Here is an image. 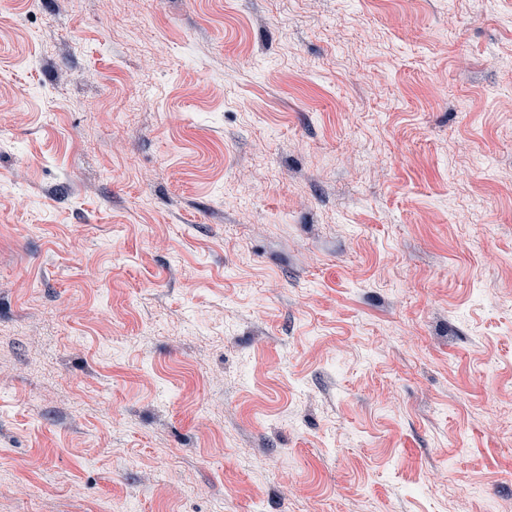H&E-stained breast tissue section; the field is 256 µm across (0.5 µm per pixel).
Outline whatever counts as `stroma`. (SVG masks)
Returning <instances> with one entry per match:
<instances>
[{
    "instance_id": "1",
    "label": "stroma",
    "mask_w": 512,
    "mask_h": 512,
    "mask_svg": "<svg viewBox=\"0 0 512 512\" xmlns=\"http://www.w3.org/2000/svg\"><path fill=\"white\" fill-rule=\"evenodd\" d=\"M0 512H512V0H0Z\"/></svg>"
}]
</instances>
